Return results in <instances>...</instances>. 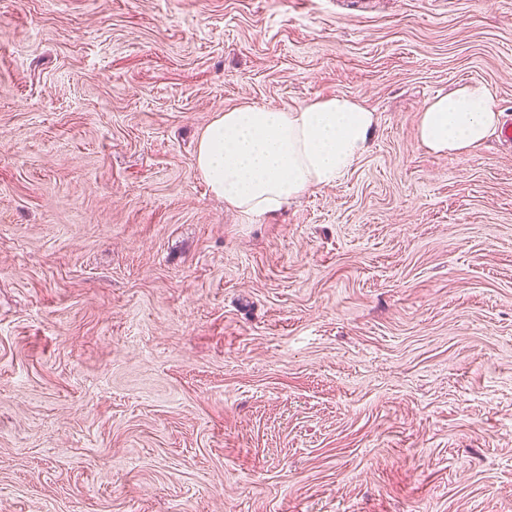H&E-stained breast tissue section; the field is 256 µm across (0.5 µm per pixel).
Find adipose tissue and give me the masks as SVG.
Instances as JSON below:
<instances>
[{
  "mask_svg": "<svg viewBox=\"0 0 512 512\" xmlns=\"http://www.w3.org/2000/svg\"><path fill=\"white\" fill-rule=\"evenodd\" d=\"M375 122L372 110L345 94L288 110L245 101L204 129L194 167L226 207L244 215L272 213L305 192L335 185L366 151ZM500 123L495 95L473 82L431 99L417 138L433 153L461 157Z\"/></svg>",
  "mask_w": 512,
  "mask_h": 512,
  "instance_id": "1",
  "label": "adipose tissue"
}]
</instances>
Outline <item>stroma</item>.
<instances>
[{
  "instance_id": "35a3bbf8",
  "label": "stroma",
  "mask_w": 512,
  "mask_h": 512,
  "mask_svg": "<svg viewBox=\"0 0 512 512\" xmlns=\"http://www.w3.org/2000/svg\"><path fill=\"white\" fill-rule=\"evenodd\" d=\"M512 0H0V512H512ZM359 98L336 183L248 218L215 115ZM501 114L492 91L473 82L431 99L421 113L417 138L433 153L461 157L497 131Z\"/></svg>"
}]
</instances>
